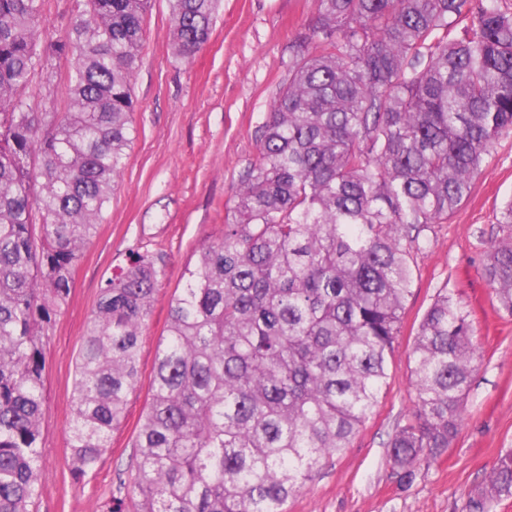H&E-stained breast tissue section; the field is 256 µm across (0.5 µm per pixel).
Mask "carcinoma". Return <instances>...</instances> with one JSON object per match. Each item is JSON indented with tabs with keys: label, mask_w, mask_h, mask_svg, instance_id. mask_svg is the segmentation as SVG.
I'll return each instance as SVG.
<instances>
[{
	"label": "carcinoma",
	"mask_w": 512,
	"mask_h": 512,
	"mask_svg": "<svg viewBox=\"0 0 512 512\" xmlns=\"http://www.w3.org/2000/svg\"><path fill=\"white\" fill-rule=\"evenodd\" d=\"M0 0V512H34L45 476V339L135 137L132 82L151 0ZM218 0H172L175 50L208 42ZM70 63L66 100L27 97ZM512 130V0H315L258 156L169 304L133 441L136 512H288L378 404L415 282L413 253L469 197ZM483 275L512 316V200ZM158 271L106 278L78 353L72 473L97 470L128 396ZM415 401L388 444L402 482L457 437L481 358L448 292L423 315ZM512 496V451L469 497ZM73 0H44L42 25L62 34L68 25Z\"/></svg>",
	"instance_id": "cac0c4a2"
}]
</instances>
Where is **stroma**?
Here are the masks:
<instances>
[{
    "instance_id": "obj_1",
    "label": "stroma",
    "mask_w": 512,
    "mask_h": 512,
    "mask_svg": "<svg viewBox=\"0 0 512 512\" xmlns=\"http://www.w3.org/2000/svg\"><path fill=\"white\" fill-rule=\"evenodd\" d=\"M315 0H221L207 45L189 61L172 50L170 0H152L132 83L135 139L98 233L74 272L69 301L46 341L41 447L45 488L37 512H106L129 498L132 442L149 398L155 355L166 335L169 303L180 294L203 245L224 233V216L257 157L265 115L288 86L293 40ZM512 197V133L504 134L472 193L447 223L434 225L414 255L387 382L373 414L348 448L327 460L288 502V512H464L500 456L512 451V317L497 313L483 277L486 252L500 237L501 203ZM149 256L159 272L140 349L141 381L112 431L98 468L71 473L67 426L75 362L102 281ZM468 312L481 360L465 399L457 438L437 460L400 484L387 444L413 404L411 347L439 291Z\"/></svg>"
}]
</instances>
